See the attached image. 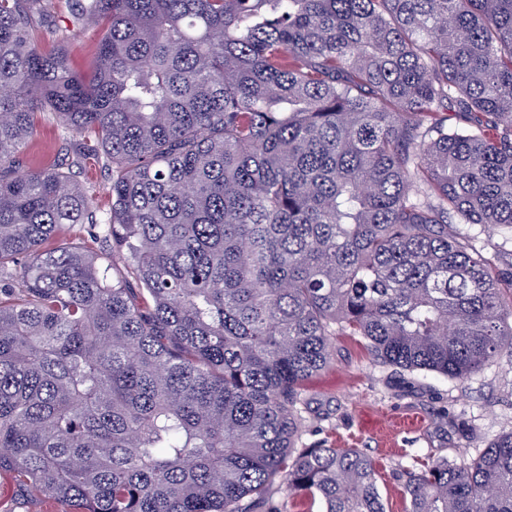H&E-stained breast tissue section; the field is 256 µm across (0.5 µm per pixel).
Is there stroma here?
<instances>
[{"mask_svg": "<svg viewBox=\"0 0 512 512\" xmlns=\"http://www.w3.org/2000/svg\"><path fill=\"white\" fill-rule=\"evenodd\" d=\"M38 42L63 43L72 67L88 71L97 51L95 30L71 25L57 15L51 29L35 32ZM79 137L67 133L51 116H42L25 155L32 167L72 165L90 198L97 223L78 224L69 238L103 252L113 277L131 280L123 252L112 249L101 219L112 206L107 161L98 151L76 155ZM460 232L491 260L496 271L512 272V230L489 231L481 224H463ZM330 364L313 376L304 390L298 447L315 445L359 448L376 463L379 491L387 512H405L401 473L414 459L445 457L460 463L480 455L499 436L512 432V356L503 355L460 383L430 371H400L373 361L348 336L331 339ZM403 413L424 420L421 430L401 432L394 446L376 434L378 426Z\"/></svg>", "mask_w": 512, "mask_h": 512, "instance_id": "obj_1", "label": "stroma"}]
</instances>
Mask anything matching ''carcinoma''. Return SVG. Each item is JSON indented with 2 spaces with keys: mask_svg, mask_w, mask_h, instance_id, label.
Returning a JSON list of instances; mask_svg holds the SVG:
<instances>
[{
  "mask_svg": "<svg viewBox=\"0 0 512 512\" xmlns=\"http://www.w3.org/2000/svg\"><path fill=\"white\" fill-rule=\"evenodd\" d=\"M59 1L89 74L31 37ZM46 114L111 164L137 287L66 241L72 168L24 167ZM454 224L512 229V0H0V473L61 512H386L362 450L295 447L302 391L335 334L459 382L512 350ZM402 481L512 512V432Z\"/></svg>",
  "mask_w": 512,
  "mask_h": 512,
  "instance_id": "1",
  "label": "carcinoma"
}]
</instances>
